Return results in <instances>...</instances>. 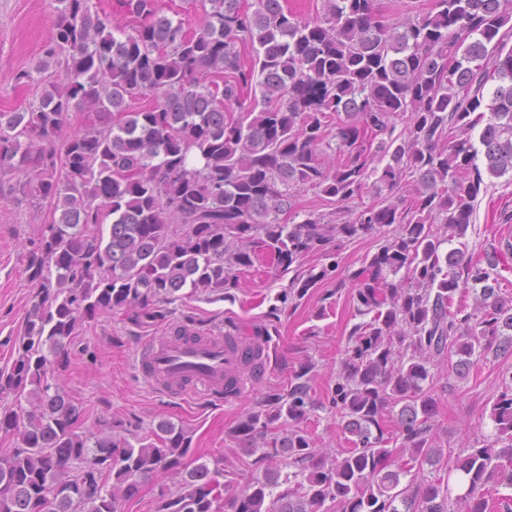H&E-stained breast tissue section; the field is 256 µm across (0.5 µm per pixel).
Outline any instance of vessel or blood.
<instances>
[{
  "label": "vessel or blood",
  "mask_w": 512,
  "mask_h": 512,
  "mask_svg": "<svg viewBox=\"0 0 512 512\" xmlns=\"http://www.w3.org/2000/svg\"><path fill=\"white\" fill-rule=\"evenodd\" d=\"M246 358V350L233 335L202 336L148 340L141 350L138 368L150 382L170 386L171 390L188 388L197 381L204 382L208 395L222 397L231 385Z\"/></svg>",
  "instance_id": "1"
}]
</instances>
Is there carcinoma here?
Wrapping results in <instances>:
<instances>
[{"mask_svg":"<svg viewBox=\"0 0 512 512\" xmlns=\"http://www.w3.org/2000/svg\"><path fill=\"white\" fill-rule=\"evenodd\" d=\"M56 2L35 70L53 63L59 81L30 111L0 112V170L33 173L28 192L59 213L30 255L37 292L17 357L0 369V396L33 405L22 425L0 408V431L19 440L0 452V512H120L138 481L174 469L180 489L160 495L158 512H330L328 502L336 512H512V496L486 492L494 480L512 486V372L491 411L494 440L453 459L433 447L425 388L431 367L453 355L463 377L512 351L497 264L443 250L466 236L482 171L512 174V0H431L395 22L378 0H323L312 18L280 0H255L252 11L243 0H200L196 31L158 0H122L128 29L91 0ZM136 95L154 102L133 111ZM77 112L98 123L67 132ZM408 176L414 192L402 206L401 197L364 206L334 224L313 213L280 220L304 188L347 204L369 186L398 192ZM390 226L336 284L350 282L364 318L327 392L353 436L345 455L327 456L301 427L314 409L308 368L236 428L288 473L271 469L226 499L221 470L188 460V437L166 422L134 444L110 424L78 431L80 409L54 373L83 320L121 309L159 320L156 304L185 288H233L236 271L264 255L288 272L321 253L331 263L278 296L302 299L339 268V242ZM470 290L475 312L454 304ZM282 418L292 425L276 426Z\"/></svg>","mask_w":512,"mask_h":512,"instance_id":"cac0c4a2","label":"carcinoma"}]
</instances>
